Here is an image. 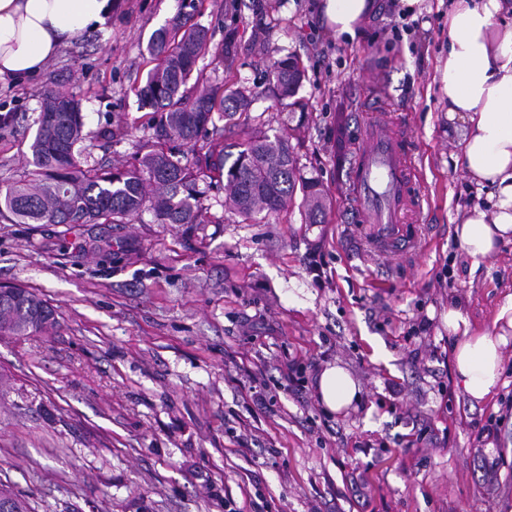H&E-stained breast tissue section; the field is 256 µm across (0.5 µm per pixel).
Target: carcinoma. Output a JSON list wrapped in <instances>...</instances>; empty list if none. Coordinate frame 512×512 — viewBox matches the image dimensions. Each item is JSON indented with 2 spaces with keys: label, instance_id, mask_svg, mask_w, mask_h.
Returning a JSON list of instances; mask_svg holds the SVG:
<instances>
[{
  "label": "carcinoma",
  "instance_id": "cac0c4a2",
  "mask_svg": "<svg viewBox=\"0 0 512 512\" xmlns=\"http://www.w3.org/2000/svg\"><path fill=\"white\" fill-rule=\"evenodd\" d=\"M149 62L136 96L149 108L144 126L151 149L133 165H108L83 146L80 95L49 77L41 94L31 160L12 181L0 183V216L16 224H128L150 210L159 224H222L210 200L227 191L230 212L249 218L293 206L302 193L305 223L322 224L321 183L300 180L298 157L284 136L246 132L232 163L224 153V126L215 118L248 112L257 93L233 81V36L212 43L208 29L177 14L148 43ZM211 69L197 68L204 57ZM306 78L293 55L268 66L265 92L294 97ZM205 144L198 145L199 141ZM197 148L192 159L178 147ZM56 325L54 309L24 288L0 295V334L25 336ZM0 512H33L27 500L0 485Z\"/></svg>",
  "mask_w": 512,
  "mask_h": 512
}]
</instances>
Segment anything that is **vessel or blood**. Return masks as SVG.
I'll return each mask as SVG.
<instances>
[{"instance_id":"obj_1","label":"vessel or blood","mask_w":512,"mask_h":512,"mask_svg":"<svg viewBox=\"0 0 512 512\" xmlns=\"http://www.w3.org/2000/svg\"><path fill=\"white\" fill-rule=\"evenodd\" d=\"M350 184L355 219L371 226L377 252L396 253L415 240L410 215L422 195L412 137L401 119L379 116L374 133L355 156Z\"/></svg>"}]
</instances>
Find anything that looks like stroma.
I'll return each instance as SVG.
<instances>
[{
	"label": "stroma",
	"mask_w": 512,
	"mask_h": 512,
	"mask_svg": "<svg viewBox=\"0 0 512 512\" xmlns=\"http://www.w3.org/2000/svg\"><path fill=\"white\" fill-rule=\"evenodd\" d=\"M317 0H115L37 75L0 89V181L18 177L56 76L83 98L86 143L130 160L147 131L135 87L151 35L178 12L214 42L236 33L237 79L261 91L224 133L288 136L300 173L334 201L220 224H15L0 217V286L29 289L58 325L0 335V483L35 512H512V339L483 401L458 386L449 307L496 332L512 297V242L480 264L454 226L490 189L470 182L462 124L438 68L447 0H376L355 41L328 35ZM295 55L307 112L264 92ZM405 116L424 190L416 244L373 252L346 186L366 114ZM119 133L100 139L103 127ZM295 372H288V365ZM345 368L360 400L332 413L316 383ZM498 434L477 443L478 431Z\"/></svg>",
	"instance_id": "35a3bbf8"
}]
</instances>
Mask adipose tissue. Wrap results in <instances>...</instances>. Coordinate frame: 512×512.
<instances>
[{"label": "adipose tissue", "instance_id": "adipose-tissue-1", "mask_svg": "<svg viewBox=\"0 0 512 512\" xmlns=\"http://www.w3.org/2000/svg\"><path fill=\"white\" fill-rule=\"evenodd\" d=\"M112 8V0H0V86L39 73L83 32L105 29ZM511 8L512 0H451L448 59L439 70L448 118L465 129L462 166L495 198L493 212L474 205L454 228L460 248L476 263L512 241V26L496 23ZM375 9L373 0H320L319 18L334 39L352 41ZM497 319L498 334H476L459 308L448 310V331L459 338L453 349L457 383L476 401L490 397L499 383L501 348L512 335V298ZM317 392L336 413L358 401L360 388L335 365L321 372Z\"/></svg>", "mask_w": 512, "mask_h": 512}]
</instances>
